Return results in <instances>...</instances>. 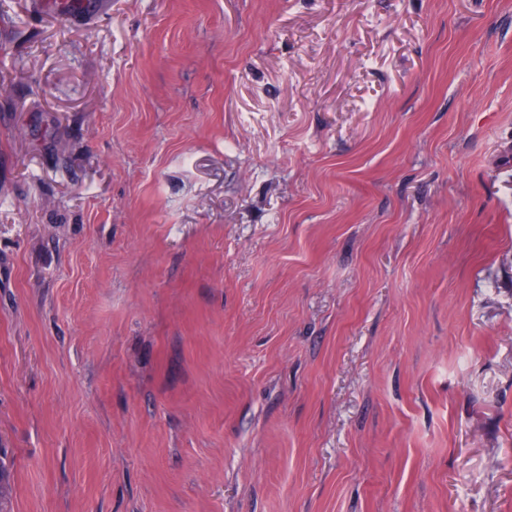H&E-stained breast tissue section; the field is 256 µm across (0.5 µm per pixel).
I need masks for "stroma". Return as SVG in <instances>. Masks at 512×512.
Segmentation results:
<instances>
[{"label": "stroma", "mask_w": 512, "mask_h": 512, "mask_svg": "<svg viewBox=\"0 0 512 512\" xmlns=\"http://www.w3.org/2000/svg\"><path fill=\"white\" fill-rule=\"evenodd\" d=\"M0 0V512H512V0Z\"/></svg>", "instance_id": "35a3bbf8"}]
</instances>
